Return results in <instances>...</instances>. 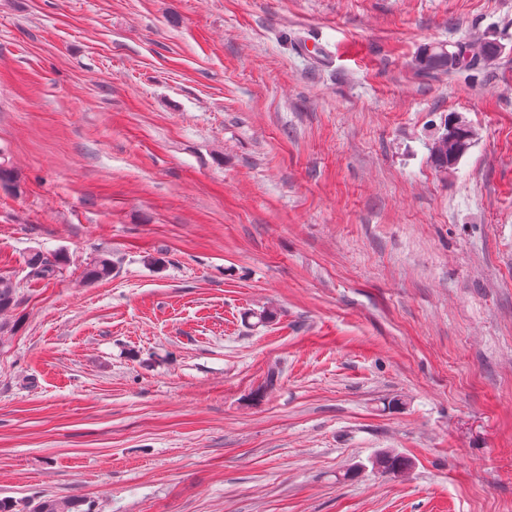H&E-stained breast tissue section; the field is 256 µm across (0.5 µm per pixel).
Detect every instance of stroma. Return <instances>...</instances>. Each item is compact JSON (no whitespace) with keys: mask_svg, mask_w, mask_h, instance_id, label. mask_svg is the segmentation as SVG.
<instances>
[{"mask_svg":"<svg viewBox=\"0 0 512 512\" xmlns=\"http://www.w3.org/2000/svg\"><path fill=\"white\" fill-rule=\"evenodd\" d=\"M0 167L1 498L512 512V0H0ZM494 43L495 42L491 41L478 43L460 42L453 46L448 45L452 48H456L462 54V61L459 67L448 66V50L443 49L442 46L429 54L425 52L419 57L417 63L421 68L427 70H450L476 66L488 67L499 54L494 48ZM448 135L451 139L448 143ZM473 144V131L471 127L463 125L451 126L445 122L443 130L432 139L429 152L434 167L441 171H448L456 167L467 154ZM60 261L58 258L55 261L44 257L43 254L35 252L27 260V265L30 268V275L35 280L49 281L52 280L59 272ZM112 276V258L109 253L98 254L84 270V278L88 282H97Z\"/></svg>","mask_w":512,"mask_h":512,"instance_id":"obj_1","label":"stroma"}]
</instances>
